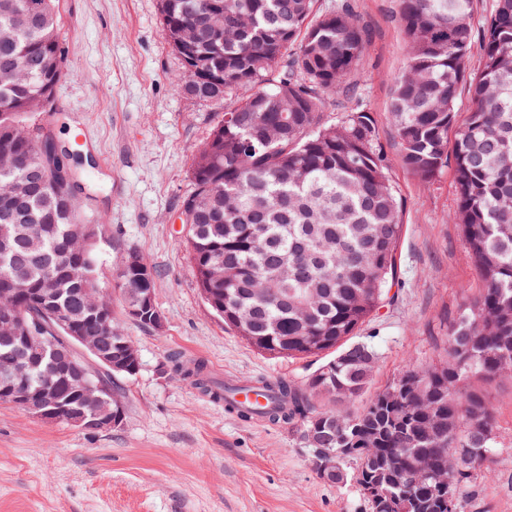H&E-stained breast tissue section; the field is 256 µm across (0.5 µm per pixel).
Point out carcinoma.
<instances>
[{
  "label": "carcinoma",
  "mask_w": 512,
  "mask_h": 512,
  "mask_svg": "<svg viewBox=\"0 0 512 512\" xmlns=\"http://www.w3.org/2000/svg\"><path fill=\"white\" fill-rule=\"evenodd\" d=\"M25 14L21 0H0V215L25 195L30 220L18 231L22 263L0 265V304L25 305L39 336H64L36 306L37 288H53L50 304L69 308L82 332L112 354L125 337L83 306L92 248L75 245L83 223L66 157L55 152L50 130L28 119L56 111L63 75L56 0H36ZM475 0H400L399 21L408 53L394 77L390 121L404 167L431 182L454 160L461 224L481 290L448 328V359L404 376L423 384L432 399L397 392L394 381L357 411L346 405L365 392L380 361L359 339L399 285L397 250L402 204L379 144L377 122L358 86L370 32L351 0L325 11L316 0H159L162 33L194 70L175 91L224 106L192 166V189L181 205L196 283L211 309L252 348L272 358L321 357L301 387L258 380L269 402L261 411L226 396L203 361L171 359L172 370L224 399L241 420L261 416L295 429L308 449L321 428L324 447L341 441L383 456L446 449L469 459L451 475L456 485L496 456L497 420L484 386L512 369V0H495L474 41ZM212 6L224 14L229 38L206 35L185 44L182 23ZM480 64L470 70L474 44ZM469 86L470 107L460 114L456 93ZM334 106L336 116L328 115ZM281 127L266 146L268 127ZM121 292L154 289V268L139 256ZM16 331L0 325V359L24 350ZM33 389L54 384L60 401L74 387L47 355L27 373ZM413 486L402 472L395 501Z\"/></svg>",
  "instance_id": "obj_1"
}]
</instances>
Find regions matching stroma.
<instances>
[{"label":"stroma","instance_id":"1","mask_svg":"<svg viewBox=\"0 0 512 512\" xmlns=\"http://www.w3.org/2000/svg\"><path fill=\"white\" fill-rule=\"evenodd\" d=\"M372 33L359 79L402 199L401 282L360 337L380 354L369 393L447 356L448 327L480 283L454 221L452 169L425 183L401 161L388 107L407 45L399 0H353ZM64 75L55 112L37 116L92 163L76 170L85 223L99 225L96 277L112 293L141 369L119 383L120 427L90 434L0 402V512H367L353 484L315 473L296 432L240 420L222 400L167 369V357L202 361L224 381L257 377L305 385L316 359H274L227 330L202 298L178 222L195 157L224 116L177 94L181 63L165 40L159 0H59ZM136 251L153 266L163 332L124 316L115 270ZM498 453L461 491L467 512H512V379L487 388Z\"/></svg>","mask_w":512,"mask_h":512}]
</instances>
